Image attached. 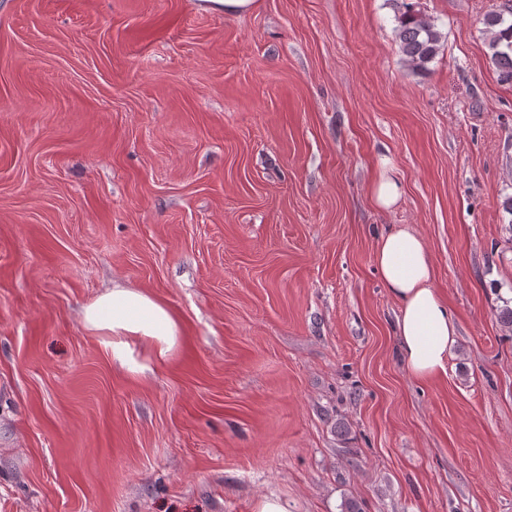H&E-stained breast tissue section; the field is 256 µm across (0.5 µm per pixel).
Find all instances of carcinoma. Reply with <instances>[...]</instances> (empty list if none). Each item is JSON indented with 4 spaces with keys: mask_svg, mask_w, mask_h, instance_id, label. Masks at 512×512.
Instances as JSON below:
<instances>
[{
    "mask_svg": "<svg viewBox=\"0 0 512 512\" xmlns=\"http://www.w3.org/2000/svg\"><path fill=\"white\" fill-rule=\"evenodd\" d=\"M393 2L397 4L398 12L396 40L404 60L414 69H424L440 51L441 33L408 0ZM485 23L490 33L492 61L500 81L512 84V22L507 21L501 11L487 15Z\"/></svg>",
    "mask_w": 512,
    "mask_h": 512,
    "instance_id": "cac0c4a2",
    "label": "carcinoma"
}]
</instances>
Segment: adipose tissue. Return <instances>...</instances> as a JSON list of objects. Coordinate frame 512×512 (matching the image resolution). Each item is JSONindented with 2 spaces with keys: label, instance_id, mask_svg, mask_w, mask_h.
<instances>
[{
  "label": "adipose tissue",
  "instance_id": "adipose-tissue-1",
  "mask_svg": "<svg viewBox=\"0 0 512 512\" xmlns=\"http://www.w3.org/2000/svg\"><path fill=\"white\" fill-rule=\"evenodd\" d=\"M374 262L398 303L395 331L408 372L420 381L444 374L456 330L433 286L434 269L424 240L406 226L392 227L381 235ZM83 320L88 329L107 336L113 359L133 373L141 370L133 344H148L158 359L168 358L176 345L178 328L171 313L139 291H108L85 307Z\"/></svg>",
  "mask_w": 512,
  "mask_h": 512
}]
</instances>
